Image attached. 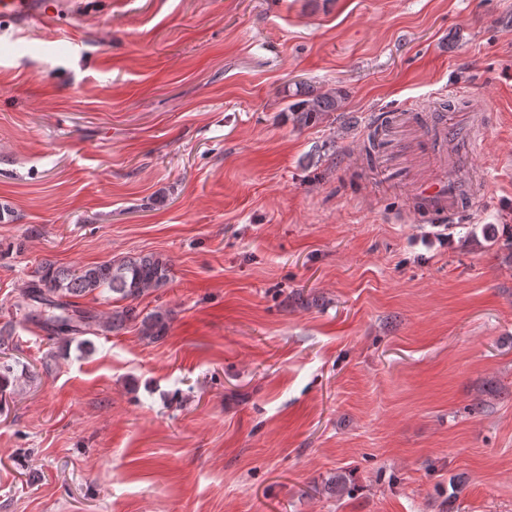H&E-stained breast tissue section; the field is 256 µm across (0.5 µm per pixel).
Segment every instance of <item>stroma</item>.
I'll list each match as a JSON object with an SVG mask.
<instances>
[{
	"instance_id": "1",
	"label": "stroma",
	"mask_w": 512,
	"mask_h": 512,
	"mask_svg": "<svg viewBox=\"0 0 512 512\" xmlns=\"http://www.w3.org/2000/svg\"><path fill=\"white\" fill-rule=\"evenodd\" d=\"M93 11L74 44L0 27V512H512V0ZM411 103L487 115L492 186L444 228L361 151ZM151 253L158 341L13 306L42 260ZM342 108V98L336 91H327L312 95L292 104L288 109L295 114L299 125H308L319 119L323 114L336 112ZM13 337L11 336L10 330L6 327L0 328V357L4 361L0 365V391L6 388L9 384L11 375L14 373L13 366L9 363V360H14V357L10 351H13ZM9 356V357H8Z\"/></svg>"
}]
</instances>
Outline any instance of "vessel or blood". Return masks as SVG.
<instances>
[{
    "mask_svg": "<svg viewBox=\"0 0 512 512\" xmlns=\"http://www.w3.org/2000/svg\"><path fill=\"white\" fill-rule=\"evenodd\" d=\"M90 10L89 0H0V22L70 42ZM367 140L384 167L406 168L409 208L419 219L444 222L491 186L483 171L458 166L462 155L481 152L484 140L447 113L419 106L376 113Z\"/></svg>",
    "mask_w": 512,
    "mask_h": 512,
    "instance_id": "b4317fda",
    "label": "vessel or blood"
}]
</instances>
